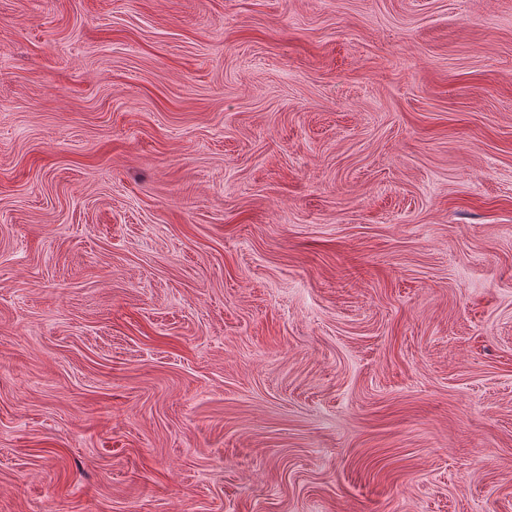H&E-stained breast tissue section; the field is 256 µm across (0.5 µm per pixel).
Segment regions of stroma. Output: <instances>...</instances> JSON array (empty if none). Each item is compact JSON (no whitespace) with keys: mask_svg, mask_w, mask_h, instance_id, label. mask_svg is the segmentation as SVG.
<instances>
[{"mask_svg":"<svg viewBox=\"0 0 512 512\" xmlns=\"http://www.w3.org/2000/svg\"><path fill=\"white\" fill-rule=\"evenodd\" d=\"M0 512H512V0H0Z\"/></svg>","mask_w":512,"mask_h":512,"instance_id":"obj_1","label":"stroma"}]
</instances>
